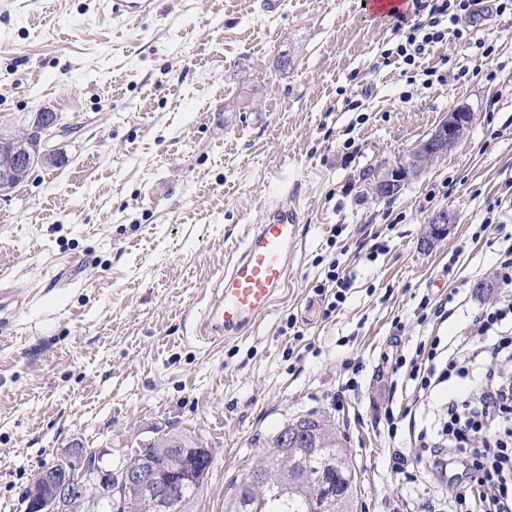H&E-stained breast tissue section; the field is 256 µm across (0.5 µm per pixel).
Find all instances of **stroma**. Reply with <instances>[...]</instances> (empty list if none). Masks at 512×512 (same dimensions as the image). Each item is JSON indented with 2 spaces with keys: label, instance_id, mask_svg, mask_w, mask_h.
Returning <instances> with one entry per match:
<instances>
[{
  "label": "stroma",
  "instance_id": "obj_1",
  "mask_svg": "<svg viewBox=\"0 0 512 512\" xmlns=\"http://www.w3.org/2000/svg\"><path fill=\"white\" fill-rule=\"evenodd\" d=\"M397 24L363 0H158L114 20L94 0H0V131L44 107L76 129L61 165L0 195V512H25L32 475L74 443L115 451L172 429L212 457L187 512H224L269 436L311 412L347 437L357 512L438 498L389 468L388 444L409 438L378 423L383 357L454 339L503 293L512 10L461 17L463 37L413 67L385 57ZM461 106L465 137L376 196ZM282 204L301 214L287 286L240 335L196 341L217 270ZM441 211L454 222L424 248ZM335 261L355 279L329 314L315 287ZM453 289L447 321H418L422 296ZM350 360L358 390L339 411Z\"/></svg>",
  "mask_w": 512,
  "mask_h": 512
}]
</instances>
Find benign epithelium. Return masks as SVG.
<instances>
[{"label":"benign epithelium","instance_id":"1","mask_svg":"<svg viewBox=\"0 0 512 512\" xmlns=\"http://www.w3.org/2000/svg\"><path fill=\"white\" fill-rule=\"evenodd\" d=\"M474 119V113L458 109L448 113L408 160L388 170L377 182L375 191L382 197L399 192L409 171H419L429 160L443 154L458 142ZM53 112L36 116L22 138H0V192L7 191L38 166H48L55 158L53 141L71 133ZM451 216L439 212L431 217L423 245L432 246L449 231ZM106 453H92L73 445L67 453L39 470L29 488L27 508L33 512H97L98 502L106 500L114 512H124L127 494L138 491L154 512H171L175 506L171 472L144 462L133 465L105 460Z\"/></svg>","mask_w":512,"mask_h":512}]
</instances>
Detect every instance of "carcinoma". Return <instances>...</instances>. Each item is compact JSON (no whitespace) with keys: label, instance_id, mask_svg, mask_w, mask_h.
I'll use <instances>...</instances> for the list:
<instances>
[{"label":"carcinoma","instance_id":"carcinoma-1","mask_svg":"<svg viewBox=\"0 0 512 512\" xmlns=\"http://www.w3.org/2000/svg\"><path fill=\"white\" fill-rule=\"evenodd\" d=\"M202 443L190 433L172 432L136 443L125 461L148 459L177 468L181 459L171 449ZM268 448L250 467L262 481L235 480L224 512H353L355 476L345 438L333 420L315 414L289 420L270 438Z\"/></svg>","mask_w":512,"mask_h":512}]
</instances>
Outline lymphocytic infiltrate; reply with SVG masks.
Wrapping results in <instances>:
<instances>
[{
	"label": "lymphocytic infiltrate",
	"instance_id": "f902f5d3",
	"mask_svg": "<svg viewBox=\"0 0 512 512\" xmlns=\"http://www.w3.org/2000/svg\"><path fill=\"white\" fill-rule=\"evenodd\" d=\"M484 0H430L426 19L401 20L402 40L395 54L415 65L448 33L458 12L480 15ZM512 363V299L496 301L459 336L455 345L441 337L421 339L412 356L388 359L392 375L405 384L403 410L386 406L383 425L396 438L413 407L454 378L482 377L464 397L452 398L431 428L411 434L410 447L387 448L392 473L408 483L428 475L446 492V512H512V373L499 369ZM438 506V507H441ZM438 507L428 506L427 512Z\"/></svg>",
	"mask_w": 512,
	"mask_h": 512
}]
</instances>
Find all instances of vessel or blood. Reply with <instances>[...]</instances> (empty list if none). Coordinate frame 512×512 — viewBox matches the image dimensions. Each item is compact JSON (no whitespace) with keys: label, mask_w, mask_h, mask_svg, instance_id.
Wrapping results in <instances>:
<instances>
[{"label":"vessel or blood","mask_w":512,"mask_h":512,"mask_svg":"<svg viewBox=\"0 0 512 512\" xmlns=\"http://www.w3.org/2000/svg\"><path fill=\"white\" fill-rule=\"evenodd\" d=\"M103 15L133 18L147 13L155 0H97ZM299 214L280 205L252 225L235 246V258L217 276L214 296L203 312L201 339L240 334L268 312L291 274V255L299 235Z\"/></svg>","instance_id":"b4317fda"}]
</instances>
